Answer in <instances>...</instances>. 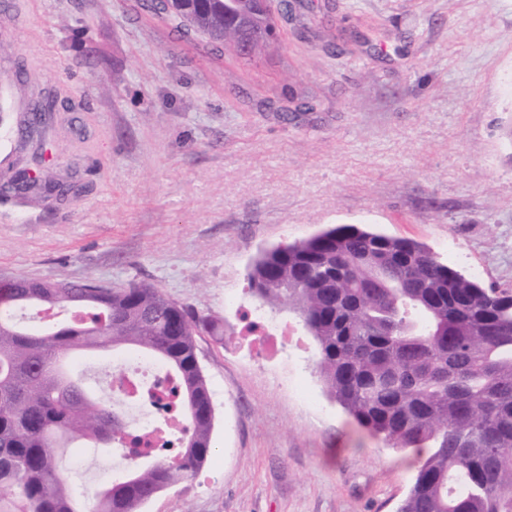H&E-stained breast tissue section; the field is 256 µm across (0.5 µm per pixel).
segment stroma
<instances>
[{"label":"stroma","instance_id":"stroma-1","mask_svg":"<svg viewBox=\"0 0 512 512\" xmlns=\"http://www.w3.org/2000/svg\"><path fill=\"white\" fill-rule=\"evenodd\" d=\"M287 2L246 63L148 0H0V76L57 98L40 171L76 186L0 202V279L146 281L224 319L196 338L213 451L142 512H396L408 492L411 457L331 399L313 337L267 361L225 303L262 250L357 225L512 288V0Z\"/></svg>","mask_w":512,"mask_h":512}]
</instances>
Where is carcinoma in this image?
Listing matches in <instances>:
<instances>
[{
  "label": "carcinoma",
  "instance_id": "carcinoma-1",
  "mask_svg": "<svg viewBox=\"0 0 512 512\" xmlns=\"http://www.w3.org/2000/svg\"><path fill=\"white\" fill-rule=\"evenodd\" d=\"M211 42L258 59L277 39L257 0H169ZM250 291L295 310L317 345L316 367L355 423L417 465L398 512H512V289L484 288L423 244L343 225L263 250ZM76 308L66 324L21 327L15 313ZM224 336L140 281L102 294L88 282L15 278L0 286V512H140L193 477L211 453L214 407L194 336ZM126 346L167 364L189 422L176 452L134 465L92 494L61 465L76 441L141 440L64 370L75 351Z\"/></svg>",
  "mask_w": 512,
  "mask_h": 512
}]
</instances>
